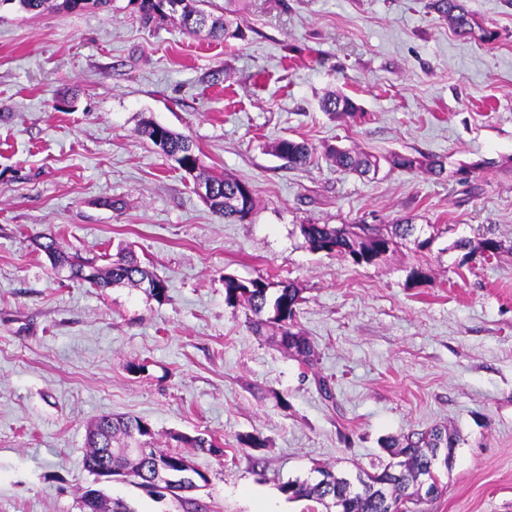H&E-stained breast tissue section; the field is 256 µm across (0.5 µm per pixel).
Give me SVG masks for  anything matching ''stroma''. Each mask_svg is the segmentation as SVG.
Wrapping results in <instances>:
<instances>
[{"label":"stroma","instance_id":"35a3bbf8","mask_svg":"<svg viewBox=\"0 0 512 512\" xmlns=\"http://www.w3.org/2000/svg\"><path fill=\"white\" fill-rule=\"evenodd\" d=\"M431 3L246 0L227 43L143 24L129 0L0 4V512H80L86 430L109 413L148 422L164 450L217 435L223 456L189 452L210 512H308L283 483L382 470L387 440L434 427L460 442L426 512H512V252L479 249L512 245V0H466L467 37ZM332 92L361 118L322 112ZM148 119L245 182L251 215L212 212L139 135ZM284 138L316 160L276 157ZM330 145L443 171L362 177ZM403 218L413 236L375 265L300 232ZM50 234L88 259L130 248L164 296L58 277L38 247ZM228 276L301 288L314 367L227 305Z\"/></svg>","mask_w":512,"mask_h":512}]
</instances>
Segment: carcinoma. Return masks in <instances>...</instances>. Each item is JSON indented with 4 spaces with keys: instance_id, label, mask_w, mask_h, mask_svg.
<instances>
[{
    "instance_id": "1",
    "label": "carcinoma",
    "mask_w": 512,
    "mask_h": 512,
    "mask_svg": "<svg viewBox=\"0 0 512 512\" xmlns=\"http://www.w3.org/2000/svg\"><path fill=\"white\" fill-rule=\"evenodd\" d=\"M175 1L180 11V26L185 30L197 33L206 30L215 39L225 41L237 37V31L230 30L229 24L221 17L201 8L206 0H130L137 5L142 19L151 22L157 15L165 13L167 3ZM20 9L35 15L53 9L51 0H17ZM433 7L446 18L453 30L459 35L472 33L470 13L466 0H433ZM322 110L334 114L356 116L355 103L346 96H331L323 101ZM143 138L150 141L158 152L177 163L179 169L192 174L198 169V158L193 149L192 140L165 126L153 121L143 122L140 128ZM277 156L291 165H305L312 159V149L305 143L291 139H281L274 146ZM325 156L344 170L354 171L361 175L376 172L380 167V157L357 150L329 147ZM389 162L400 169H423L429 173L441 174L439 165L425 163L416 158L395 155ZM197 178L210 184V208L226 221L243 220L249 216L253 208V197L249 186L243 182L226 176L209 175L204 172ZM300 231L313 252L319 250L326 254H336L357 264L363 262L374 264L394 251L397 239L412 234L413 224L407 219L395 225L391 235H385L369 224H302ZM53 264L70 267L72 278L86 282L97 288L111 285L126 284L140 288L145 281L159 285L157 296L165 293L163 280L143 267L132 256H121L107 267L98 269L95 278L85 275V262L69 255L58 242L49 235L46 242L39 244ZM225 299L228 305L236 306L245 302L252 314L251 323L256 333L266 328L272 330V336L278 338L281 347L307 364L313 362V349L307 338L298 330L297 309L301 297V289L294 283H273L263 277L239 280L228 276L224 278ZM138 419L122 415H103L99 417L86 434L85 465L93 470L102 448L112 447V468L123 471L133 478L137 487L150 484V476L156 465L169 466L180 463L186 456L178 451L151 449L150 457L132 464L122 453V449L130 446L135 440L134 426ZM191 447L214 456L224 455L223 446L217 439L206 434L197 435L185 440ZM458 443L457 435L444 429H432L424 432H413L403 441H396L390 447L397 449V454L404 459L397 462L399 476L391 477L387 464L380 472L364 473L358 477L361 487L355 488L346 478L340 477L337 482L322 485L318 482L289 481L280 486V491L290 500H306L318 505L335 504L336 512H390L405 500L417 506L415 512H422L418 505L422 503L419 494L422 480L426 479L432 486H437L439 476L436 474L435 457L441 450L453 455Z\"/></svg>"
}]
</instances>
